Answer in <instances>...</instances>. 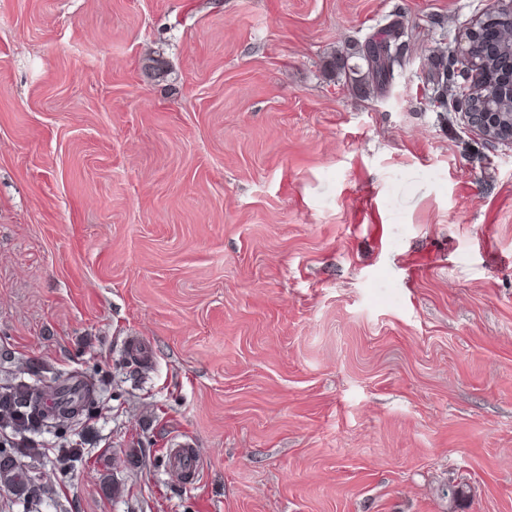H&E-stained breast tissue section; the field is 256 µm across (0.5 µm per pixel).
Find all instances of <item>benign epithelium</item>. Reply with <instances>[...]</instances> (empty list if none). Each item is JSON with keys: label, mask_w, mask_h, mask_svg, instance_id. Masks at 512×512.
I'll use <instances>...</instances> for the list:
<instances>
[{"label": "benign epithelium", "mask_w": 512, "mask_h": 512, "mask_svg": "<svg viewBox=\"0 0 512 512\" xmlns=\"http://www.w3.org/2000/svg\"><path fill=\"white\" fill-rule=\"evenodd\" d=\"M512 55V0H491V7L459 39L454 66L470 82L458 87L456 100L464 108L467 125L481 135L512 144V112L502 111L496 93H486L491 83V61Z\"/></svg>", "instance_id": "benign-epithelium-1"}]
</instances>
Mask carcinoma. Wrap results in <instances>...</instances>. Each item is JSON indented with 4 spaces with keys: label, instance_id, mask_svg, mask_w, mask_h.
Wrapping results in <instances>:
<instances>
[{
    "label": "carcinoma",
    "instance_id": "1",
    "mask_svg": "<svg viewBox=\"0 0 512 512\" xmlns=\"http://www.w3.org/2000/svg\"><path fill=\"white\" fill-rule=\"evenodd\" d=\"M353 58L362 60L363 64H350ZM328 69L333 74H354L352 86L362 97L382 90L388 82L385 60L381 55H366L361 50L331 53ZM61 403L82 406L84 415L97 408L88 383L75 377L57 376L34 387L12 380L0 385V430L10 432V437L0 441V483L32 504L41 502L46 494L41 478L26 462L36 448L34 436L41 432L46 420L61 435L73 431L78 422L77 417L63 412L55 419L46 417L45 411Z\"/></svg>",
    "mask_w": 512,
    "mask_h": 512
}]
</instances>
